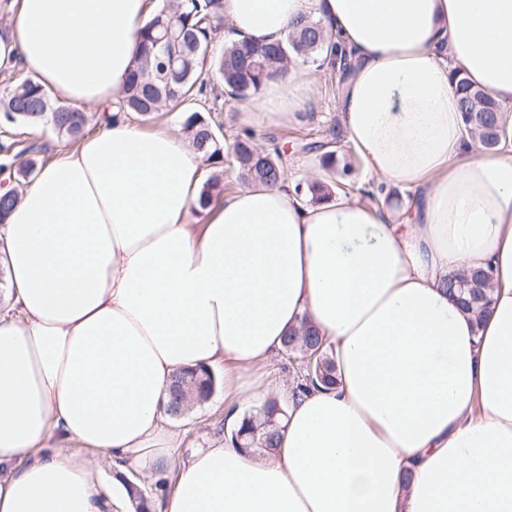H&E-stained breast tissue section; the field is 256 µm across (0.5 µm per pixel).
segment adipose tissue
Wrapping results in <instances>:
<instances>
[{"instance_id": "adipose-tissue-1", "label": "adipose tissue", "mask_w": 512, "mask_h": 512, "mask_svg": "<svg viewBox=\"0 0 512 512\" xmlns=\"http://www.w3.org/2000/svg\"><path fill=\"white\" fill-rule=\"evenodd\" d=\"M0 65L77 106L112 101L156 0H14ZM237 38L286 41L323 18L350 64L343 129L378 208L252 184L203 207L180 135L117 114L43 166L6 224L23 324L0 318V512H124L89 455L156 463L179 369L236 370L309 316L332 388L290 395L278 453L185 458L159 512H512V134L476 150L457 77L512 109V0H223ZM307 70L266 81L255 122L298 123ZM491 268L482 327L445 290ZM77 443L64 456L58 447Z\"/></svg>"}]
</instances>
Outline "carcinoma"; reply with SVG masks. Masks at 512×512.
I'll list each match as a JSON object with an SVG mask.
<instances>
[{
	"instance_id": "cac0c4a2",
	"label": "carcinoma",
	"mask_w": 512,
	"mask_h": 512,
	"mask_svg": "<svg viewBox=\"0 0 512 512\" xmlns=\"http://www.w3.org/2000/svg\"><path fill=\"white\" fill-rule=\"evenodd\" d=\"M222 0H165V6L151 15L139 31L140 51L133 61L128 77L119 91L114 107L140 121L156 118L160 112L179 110L184 114L183 126L197 156L209 164L224 163V154L232 156L241 180L276 185L284 181V165L280 154L257 150L252 136H238L224 147L217 129L201 109L193 108L206 93L208 82L215 78L224 86V94L243 101L259 92L265 81L284 74L288 60L296 57L318 68L335 66L338 46L328 35L324 21L306 15L292 23V31L284 43L254 44L234 39L219 56L211 54L212 43L224 35ZM173 27L168 39L169 55L160 54L156 42L167 27ZM165 71L169 80L163 83L157 75ZM460 112L472 140L485 151L496 150L505 135L509 115L484 91L457 80ZM0 120L6 124L37 127L48 124L57 138L74 141L84 134L87 113L61 102L53 93L27 74L14 73L10 85L0 92ZM23 148L13 161L0 169L15 180H27L39 169V159ZM295 191L313 203L331 194V185L313 181ZM223 192L216 177L207 179L199 195L200 204L214 200ZM492 273L484 269L457 271L448 274L445 284L461 312L475 325L489 314ZM283 349L301 358L312 357L306 375L294 391L336 383V361L322 351V338L307 317L291 328L284 337ZM216 385L214 374L206 367L187 368L176 373L169 389L167 412L179 416L194 404L207 400ZM285 417L279 402L271 399L259 409L241 417L235 432L242 448H261L268 453L279 447L278 431ZM134 512H152L153 501L141 486L127 485Z\"/></svg>"
}]
</instances>
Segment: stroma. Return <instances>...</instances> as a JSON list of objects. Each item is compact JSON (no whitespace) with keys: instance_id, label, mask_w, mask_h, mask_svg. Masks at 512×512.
<instances>
[{"instance_id":"1","label":"stroma","mask_w":512,"mask_h":512,"mask_svg":"<svg viewBox=\"0 0 512 512\" xmlns=\"http://www.w3.org/2000/svg\"><path fill=\"white\" fill-rule=\"evenodd\" d=\"M310 74L314 84L304 104L306 117L299 124H268L247 120L248 102L224 97L223 87L218 82L207 92L208 97L213 100L209 117L220 128L225 144H232L238 135L247 130L252 133V142L256 147L265 150L278 149L286 164L285 179L292 185L330 176L322 167L315 147L327 141L333 142L336 173L332 176L340 181L342 191L362 188L365 164L356 161L355 150L343 131L336 110L343 75L330 67L311 69ZM0 143H12L19 148L34 147L36 156L48 162L72 148L71 143L57 139L49 127H8L1 122ZM213 373L217 384L208 400L194 405L183 415H164L163 428L176 431L178 437L174 447L166 450L163 467L133 476L134 481L153 499H160L163 495L160 482L170 483L177 477L182 457L224 438V370L217 367ZM301 374V358L281 352L269 361L241 371L240 381L247 387L260 385L274 390L285 385L292 388Z\"/></svg>"}]
</instances>
